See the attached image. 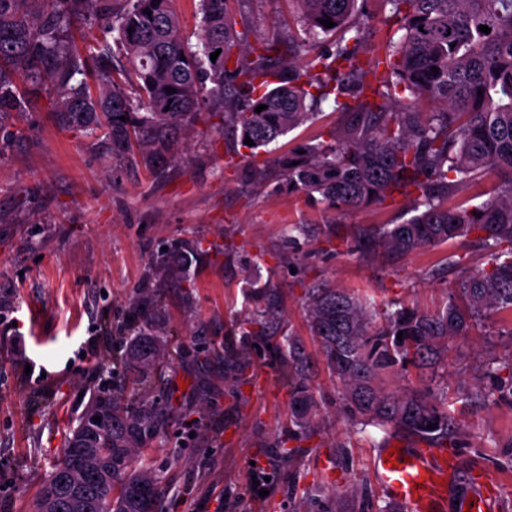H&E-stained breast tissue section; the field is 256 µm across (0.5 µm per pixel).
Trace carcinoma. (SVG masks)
Masks as SVG:
<instances>
[{
	"mask_svg": "<svg viewBox=\"0 0 512 512\" xmlns=\"http://www.w3.org/2000/svg\"><path fill=\"white\" fill-rule=\"evenodd\" d=\"M229 2L201 0V49L193 51L174 0H0V119L26 111L45 90L64 126L108 141L121 165L139 154L156 172L176 159L178 135L199 114L204 78L213 84L209 101L224 114V129L250 138L253 152L314 119L307 100L334 96L344 125L334 143L279 162L288 186L318 193L336 210L382 204L397 192L409 198L413 215L359 236L358 246L410 254L474 235L485 266L472 272L449 255L457 285L433 313L404 303L382 313L368 299L312 284L302 303L310 333L356 429L402 431L437 446L456 439L459 424L428 389H387L384 381L410 366L435 368L450 340L470 335L488 316L512 314V0H383L402 34L376 61L362 57L369 49L358 0H296L305 37L261 41L248 56L240 44L249 30L234 31ZM76 23L99 27V52L77 43ZM481 25L491 32L479 31ZM113 33L132 80L115 79L109 66L92 72L108 59ZM322 34L333 38L335 50L316 49ZM416 101H434L436 109L419 112ZM261 104L267 109L255 112ZM490 174L500 180L488 198L463 196L468 184ZM201 256L188 240L179 254L163 255L155 274L189 283ZM247 284L253 310L239 326L241 345L224 349V381L241 380L254 341L278 338L290 396L288 436L302 441L323 422L315 363L299 337L283 332L276 291ZM130 305L133 323L116 330L134 337L117 360L147 386L166 362L170 330L150 289H136ZM504 369L512 374V351L485 365L497 381ZM165 423L156 402L131 404L98 390L70 428L35 512H144L145 494L150 512H162L161 476L138 458Z\"/></svg>",
	"mask_w": 512,
	"mask_h": 512,
	"instance_id": "obj_1",
	"label": "carcinoma"
}]
</instances>
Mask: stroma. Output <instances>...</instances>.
Returning a JSON list of instances; mask_svg holds the SVG:
<instances>
[{"label":"stroma","instance_id":"1","mask_svg":"<svg viewBox=\"0 0 512 512\" xmlns=\"http://www.w3.org/2000/svg\"><path fill=\"white\" fill-rule=\"evenodd\" d=\"M230 8L236 24L258 38L300 29L295 0H232ZM341 121L323 106L317 121L254 157L220 133L221 113L206 108L186 132L181 160L156 176L141 161L113 166L106 144L62 129L46 101L29 105L15 122L22 139L0 151V512H34L67 423L104 382L122 397L170 408L147 451L164 476L165 512H331L336 501L344 512H377L387 504L375 456L395 444L420 448L423 440L374 427L353 432L340 389L323 368L315 385L330 424L303 441V454L283 469L273 449L287 437L289 395L276 351H251L250 391L232 393L224 381L222 352L238 344L234 329L250 310L241 267L254 255L262 257V282L278 291L285 329L318 362L321 349L302 309L313 283L432 312L455 286L449 254L473 270L484 265L472 236L412 255L357 248L359 230L403 221V196L339 213L319 194L288 187L279 161L303 146L332 143ZM254 162L266 167L263 184L249 176ZM287 224L305 227L294 261L282 248ZM188 239L210 254L195 267L191 292L174 279L157 283L172 331L168 362L150 387L133 393V371L114 361L113 328L128 322L129 298L153 279L163 249ZM506 328L488 318L481 335L451 343L446 368L388 381L392 389L429 388L463 426L450 448L461 465L446 512H460L475 475L498 486L495 512H512V401L477 396L494 387L485 374L489 355L512 351ZM307 487L326 493L304 505Z\"/></svg>","mask_w":512,"mask_h":512}]
</instances>
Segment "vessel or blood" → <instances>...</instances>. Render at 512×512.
Masks as SVG:
<instances>
[{
    "label": "vessel or blood",
    "instance_id": "vessel-or-blood-1",
    "mask_svg": "<svg viewBox=\"0 0 512 512\" xmlns=\"http://www.w3.org/2000/svg\"><path fill=\"white\" fill-rule=\"evenodd\" d=\"M374 471L382 492L406 512H442L447 490L442 483L445 463L435 449L403 448L390 462L376 456ZM497 497L493 484L479 481L464 506L468 512H485Z\"/></svg>",
    "mask_w": 512,
    "mask_h": 512
}]
</instances>
